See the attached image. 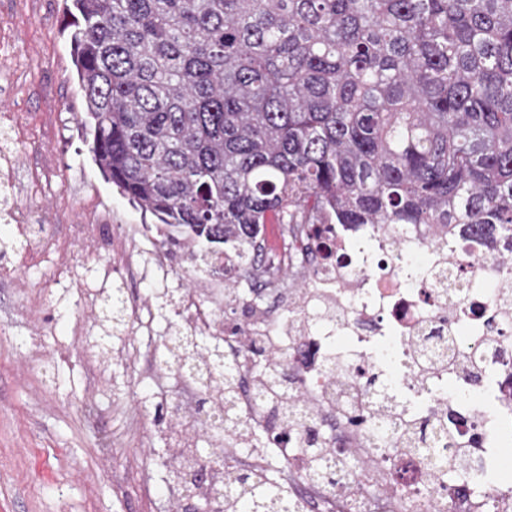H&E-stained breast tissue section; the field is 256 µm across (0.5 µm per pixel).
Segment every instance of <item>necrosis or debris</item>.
I'll list each match as a JSON object with an SVG mask.
<instances>
[{"instance_id": "4bbe7bcc", "label": "necrosis or debris", "mask_w": 512, "mask_h": 512, "mask_svg": "<svg viewBox=\"0 0 512 512\" xmlns=\"http://www.w3.org/2000/svg\"><path fill=\"white\" fill-rule=\"evenodd\" d=\"M330 235L335 254L327 258L311 249L306 225L276 228L252 278L239 276L236 254L223 258L238 302L250 308L249 336L289 362L280 394L299 428L276 458L302 467V426L316 421L349 483L339 493L307 477L292 482L304 512H512V484L480 478L512 447V278L496 249L466 251L461 235L437 236L425 224L393 234L334 224ZM286 271L301 288L284 281ZM223 300L220 288L205 301L184 295L178 316L188 331L221 341L239 378L240 418L277 428L279 412L253 378L257 356L214 311ZM469 371L477 384L465 381ZM421 415L448 426L445 466L425 461L433 436L402 444L395 418ZM352 448L375 459L376 470L355 468Z\"/></svg>"}]
</instances>
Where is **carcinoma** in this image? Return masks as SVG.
Masks as SVG:
<instances>
[{
    "mask_svg": "<svg viewBox=\"0 0 512 512\" xmlns=\"http://www.w3.org/2000/svg\"><path fill=\"white\" fill-rule=\"evenodd\" d=\"M93 160L216 272L249 277L268 224H465L512 242V0H64ZM117 288L105 304L124 324ZM166 367L223 397L211 427L248 446L224 354L167 337ZM307 468L347 491L307 432ZM224 512H301L224 456Z\"/></svg>",
    "mask_w": 512,
    "mask_h": 512,
    "instance_id": "1",
    "label": "carcinoma"
}]
</instances>
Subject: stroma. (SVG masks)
I'll use <instances>...</instances> for the list:
<instances>
[{"mask_svg": "<svg viewBox=\"0 0 512 512\" xmlns=\"http://www.w3.org/2000/svg\"><path fill=\"white\" fill-rule=\"evenodd\" d=\"M63 0H0V113L27 126L12 158L8 197L45 227L58 249L37 265L0 275V512H185L173 488L165 436L182 432L202 454L212 433L184 403L174 370L144 369L134 324L112 329L101 300L61 292L60 270L76 278L109 265L113 235L161 250L172 267L159 283L114 273L112 287L144 308L163 307L158 335L176 330L170 295L210 288L187 243L161 245L157 219L123 197L95 165L77 123L84 109L66 34ZM74 224L93 230L70 238ZM168 404L156 417L157 403Z\"/></svg>", "mask_w": 512, "mask_h": 512, "instance_id": "1", "label": "stroma"}]
</instances>
